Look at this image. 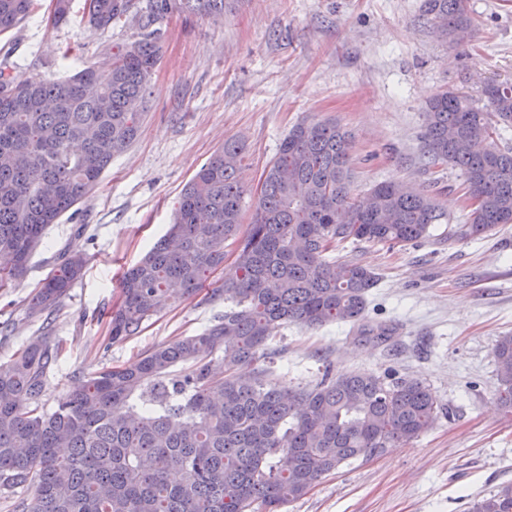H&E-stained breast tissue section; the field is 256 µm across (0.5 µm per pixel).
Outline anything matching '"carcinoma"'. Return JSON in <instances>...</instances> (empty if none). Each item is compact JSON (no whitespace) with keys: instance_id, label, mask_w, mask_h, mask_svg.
Wrapping results in <instances>:
<instances>
[{"instance_id":"cac0c4a2","label":"carcinoma","mask_w":512,"mask_h":512,"mask_svg":"<svg viewBox=\"0 0 512 512\" xmlns=\"http://www.w3.org/2000/svg\"><path fill=\"white\" fill-rule=\"evenodd\" d=\"M34 0H0V34ZM106 29L136 14L147 28L176 11L224 15V0H85ZM436 33L471 29L468 0H424ZM160 48L146 34L64 81L0 66V290L27 269L45 230L98 184L137 137ZM426 165L465 178L471 210L459 238L512 224V83L479 98L443 89L424 107ZM350 134L332 119L289 130L263 171L252 224H241L243 146L224 142L185 186L167 233L120 277L110 341L136 335L174 299L205 293L224 316L200 334L150 350L136 365L91 373L43 409L55 356L41 336L0 365V491L35 487L21 512H280L344 463L405 444L444 415L432 388L408 377L329 372L305 386L270 378V345L288 324L364 318L376 274L332 256L347 242L404 246L444 218L432 195L351 189ZM234 259L225 264L227 252ZM85 253L67 248L30 301L52 309L79 278ZM224 277L218 286L210 278ZM499 401L512 411V335L494 348ZM181 363L191 370L171 369ZM471 512H512V485Z\"/></svg>"}]
</instances>
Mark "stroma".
I'll return each instance as SVG.
<instances>
[{
	"label": "stroma",
	"mask_w": 512,
	"mask_h": 512,
	"mask_svg": "<svg viewBox=\"0 0 512 512\" xmlns=\"http://www.w3.org/2000/svg\"><path fill=\"white\" fill-rule=\"evenodd\" d=\"M422 0H225L215 20L174 13L157 21L160 60L135 141L116 155L75 217L51 225L26 274L0 293V365L38 336L58 344L43 406L84 375L129 367L161 344L201 332L224 314L203 297L169 303L141 331L110 342L109 314L124 269L165 234L186 183L226 139L246 146L243 224H250L264 166L302 119L333 118L353 139V194L394 182L427 191L444 214L431 238L393 249L347 242L336 255L371 268L368 325L391 328L383 343L333 323L288 325L274 342L271 377L315 383L334 373L391 372L425 381L451 410L410 442L359 458L323 478L283 512H469L512 484V412L497 396L494 348L512 334V224L467 239L450 236L469 212L460 171L426 168L423 107L444 88L479 96L484 83L512 82V0H469L473 33L438 38ZM51 0L0 34V49L21 77L65 80L107 49L138 39L131 16L101 31L84 0L52 25ZM87 262L58 305L31 313L29 302L64 249Z\"/></svg>",
	"instance_id": "35a3bbf8"
}]
</instances>
